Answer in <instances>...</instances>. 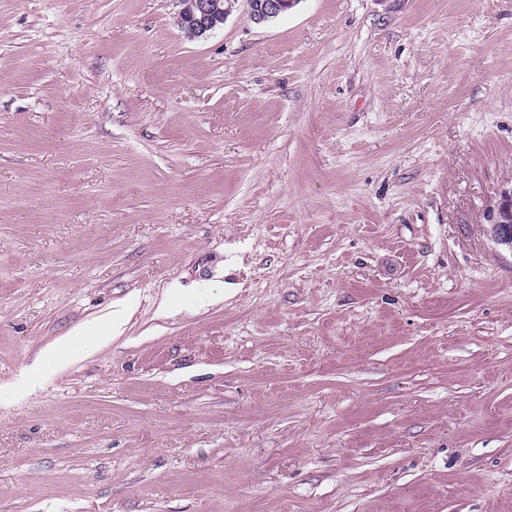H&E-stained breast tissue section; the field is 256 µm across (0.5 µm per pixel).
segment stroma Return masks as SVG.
<instances>
[{"label":"stroma","instance_id":"35a3bbf8","mask_svg":"<svg viewBox=\"0 0 512 512\" xmlns=\"http://www.w3.org/2000/svg\"><path fill=\"white\" fill-rule=\"evenodd\" d=\"M178 11L0 0V512H512V0ZM181 29L188 38H201L212 33L219 21H226L238 0H178ZM250 18L257 24L268 22L293 8L299 0H245ZM489 221L492 241L512 253V184L500 191Z\"/></svg>","mask_w":512,"mask_h":512}]
</instances>
